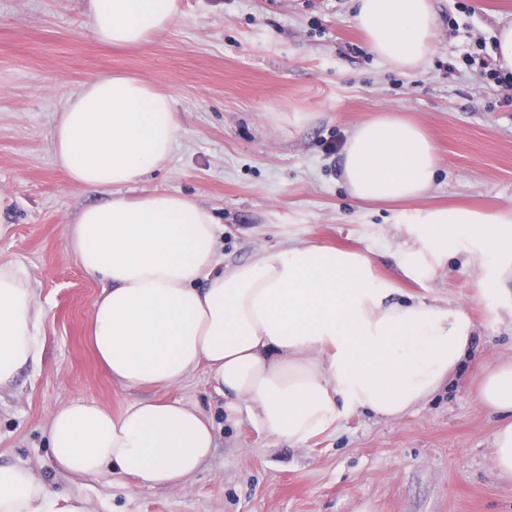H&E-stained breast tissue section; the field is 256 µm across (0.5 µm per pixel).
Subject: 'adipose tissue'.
Masks as SVG:
<instances>
[{
  "mask_svg": "<svg viewBox=\"0 0 512 512\" xmlns=\"http://www.w3.org/2000/svg\"><path fill=\"white\" fill-rule=\"evenodd\" d=\"M178 12L179 0H87L85 14L97 42L135 47L166 32ZM354 20L395 68L417 69L432 49V0H357ZM176 130L171 97L109 74L86 81L54 120L52 155L71 186L108 196L76 216L65 246L102 284L90 333L113 382L129 391L175 387L205 370L229 409L296 446L346 413L400 418L448 379L474 341L468 317L393 300L395 286L374 280L364 254L292 243L231 266L210 212L193 199L115 195L167 161ZM342 176L359 203L415 199L432 185L435 149L419 126L376 116L350 135ZM418 222L401 265L414 280L436 275L455 232L474 235L480 262L512 246L501 219L469 210L434 209ZM41 321L30 279L0 265V390L40 362ZM478 399L505 417L493 462L512 478V360L488 368ZM47 434L73 477L169 491L187 488L215 441L211 420L183 399H140L119 412L79 399L50 416ZM0 512L90 510L31 469L0 466Z\"/></svg>",
  "mask_w": 512,
  "mask_h": 512,
  "instance_id": "adipose-tissue-1",
  "label": "adipose tissue"
}]
</instances>
